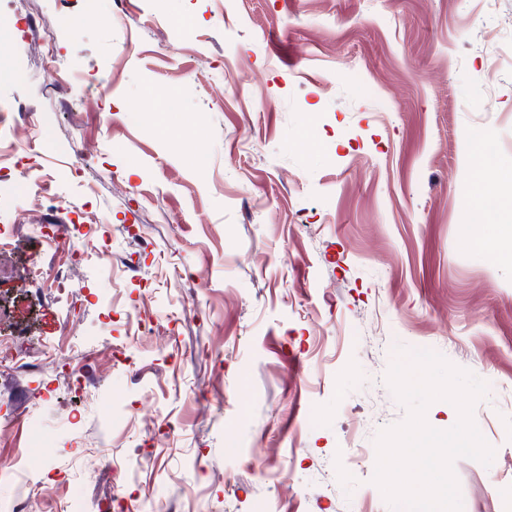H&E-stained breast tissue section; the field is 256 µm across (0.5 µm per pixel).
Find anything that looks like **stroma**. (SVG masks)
<instances>
[{
  "mask_svg": "<svg viewBox=\"0 0 512 512\" xmlns=\"http://www.w3.org/2000/svg\"><path fill=\"white\" fill-rule=\"evenodd\" d=\"M0 17V114L47 112L27 163L56 195L31 210L0 157V327L35 362L67 326L86 381L0 368V412L21 416L0 466L86 506L131 472L123 512H405L373 482L376 439L407 416L395 349H430L489 386L473 418L495 457L455 460L462 512H512V234L465 191L491 138V191L512 197V56L483 35L512 33V0H0ZM85 145L100 166L72 178ZM76 200L112 264L71 265L44 322L13 281L57 265L32 227L76 222Z\"/></svg>",
  "mask_w": 512,
  "mask_h": 512,
  "instance_id": "stroma-1",
  "label": "stroma"
}]
</instances>
